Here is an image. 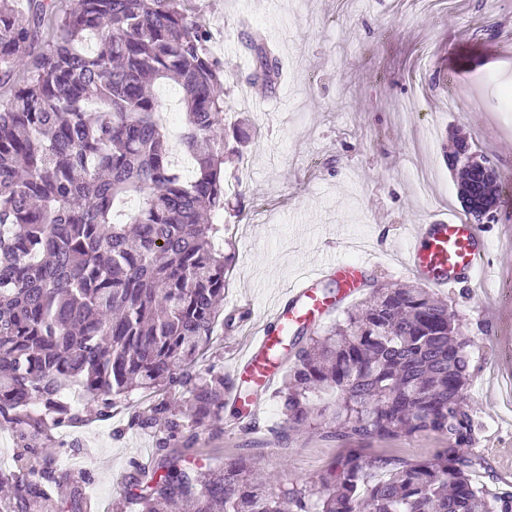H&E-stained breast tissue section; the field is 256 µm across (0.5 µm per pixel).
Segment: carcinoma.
<instances>
[{"mask_svg": "<svg viewBox=\"0 0 512 512\" xmlns=\"http://www.w3.org/2000/svg\"><path fill=\"white\" fill-rule=\"evenodd\" d=\"M192 0H0V423L16 437L21 490L4 512H64L37 494L74 478L26 463L50 422L79 419L75 393L98 417L135 390L159 396L125 430L153 439L151 474L132 476L139 512H512V486L475 478L482 420L468 409V341L427 288L374 284L309 343H294L280 390L291 430L328 398V436L345 441L433 434L428 459L350 448L313 484L277 492L239 458L211 467L166 449L193 448L224 410V367L198 368L224 310V67ZM96 49L84 50L89 36ZM251 81L274 83L278 59L249 39ZM182 93L186 177L152 92ZM459 188L498 200V176L469 164Z\"/></svg>", "mask_w": 512, "mask_h": 512, "instance_id": "cac0c4a2", "label": "carcinoma"}]
</instances>
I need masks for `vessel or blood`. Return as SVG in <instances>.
I'll return each instance as SVG.
<instances>
[{"label":"vessel or blood","instance_id":"obj_1","mask_svg":"<svg viewBox=\"0 0 512 512\" xmlns=\"http://www.w3.org/2000/svg\"><path fill=\"white\" fill-rule=\"evenodd\" d=\"M485 255L486 246L477 225L458 217L432 220L415 225L403 265L427 287L445 290L462 280L477 282L484 268ZM372 267L369 261L336 262L300 277L278 299L272 315L238 361L232 375L228 376L225 402L238 404L242 382L254 381L261 392L251 401V413L260 415L264 406L262 391L272 386L287 363L286 357L278 353L284 339L296 328L312 325L338 304L352 299ZM328 277L338 288L333 298L319 290L321 282Z\"/></svg>","mask_w":512,"mask_h":512}]
</instances>
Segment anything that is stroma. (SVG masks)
Returning <instances> with one entry per match:
<instances>
[{
    "label": "stroma",
    "instance_id": "1",
    "mask_svg": "<svg viewBox=\"0 0 512 512\" xmlns=\"http://www.w3.org/2000/svg\"><path fill=\"white\" fill-rule=\"evenodd\" d=\"M212 32L227 76L224 143L241 161L225 166L236 181L224 212V238L234 260L224 306L248 305L250 317L218 332L206 360L232 373L284 290L329 260L376 262L371 280L406 284L402 252L413 225L464 216L444 150L453 133L485 156L500 181L497 215L482 225L486 272L442 296L469 340L468 405L485 427L475 451L483 481L512 483V379L491 319L512 300V111L498 95L512 81V0H193ZM261 31L282 64L277 90L252 93L244 43ZM132 400L118 401L108 421L83 412L60 447L55 427L40 446L90 474L70 495L69 512H137L128 481L151 439L127 430ZM247 406L226 407L219 429L204 432L185 456L216 466L253 459L278 486L314 483L345 448L327 438L322 418L270 445L282 426L267 397L259 426L242 424ZM123 435H115L116 427ZM404 459H421L445 441L434 435L369 439Z\"/></svg>",
    "mask_w": 512,
    "mask_h": 512
}]
</instances>
